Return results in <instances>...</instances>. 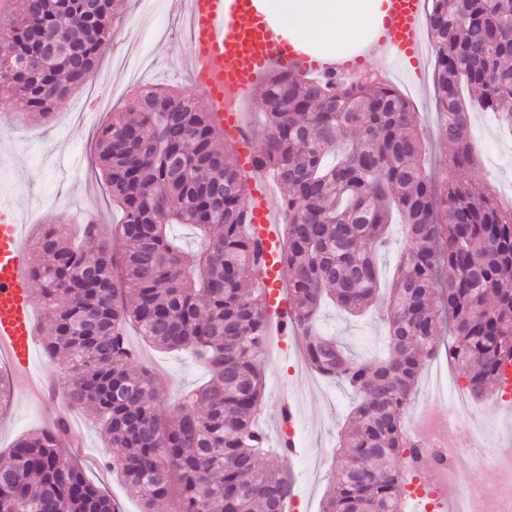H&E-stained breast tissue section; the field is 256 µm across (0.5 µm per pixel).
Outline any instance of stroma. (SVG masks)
I'll list each match as a JSON object with an SVG mask.
<instances>
[{"instance_id":"1","label":"stroma","mask_w":512,"mask_h":512,"mask_svg":"<svg viewBox=\"0 0 512 512\" xmlns=\"http://www.w3.org/2000/svg\"><path fill=\"white\" fill-rule=\"evenodd\" d=\"M113 45L103 53L96 78L86 88L73 93L47 120H31L19 111L0 112V196L12 201L26 226L25 243L33 245L43 225L60 221L80 225L92 218L112 223L117 215L109 188L95 173L97 138L101 125L128 103L125 95L114 93L108 75L121 53L133 50L143 62L144 80L172 84L180 93L194 96L185 58L187 33L183 19L168 8L146 9L145 0H124L122 17L114 28ZM368 69L390 68L395 86L408 97L418 128L427 145L426 168L436 172L448 164V153L439 138L440 115L435 101L432 69L410 71L405 64L390 62L387 54L369 57ZM480 160L472 177L487 183L499 194L512 192V138L501 133L490 115L476 113L470 128ZM319 324L336 335L352 353L372 358L386 347L383 325L377 316L351 319L325 305ZM128 340L142 364L149 366L162 382V400L174 408L189 390L205 383L207 369L184 354H167L145 346L136 333ZM264 374L263 411L259 426L270 443H278L274 415L280 398L302 395L301 414L294 427L296 454L281 459V466L294 479L293 496L298 512H321L329 489L338 445V433L357 401L349 389L310 370L299 341H290L279 350L268 341L262 355ZM64 398L50 402L14 385L10 405L0 411V452L11 447L23 434L48 428L54 407L65 408ZM432 415L452 419L443 431L446 447L457 455H467L458 439L472 427L492 432L486 449L488 462L474 469L478 487L474 502L478 512H491L490 499L500 485L498 469L503 448L512 444V435L503 429L504 409L488 401H478L467 392L448 390L445 399L432 402ZM76 423V443L71 453L85 468L88 477L101 485L120 504L123 512H139L116 473L107 468L115 453L102 437L99 426L85 413L67 410Z\"/></svg>"}]
</instances>
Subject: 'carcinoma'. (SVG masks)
I'll list each match as a JSON object with an SVG mask.
<instances>
[{"mask_svg":"<svg viewBox=\"0 0 512 512\" xmlns=\"http://www.w3.org/2000/svg\"><path fill=\"white\" fill-rule=\"evenodd\" d=\"M121 0H17L0 23V83L31 118L50 117L93 78ZM436 106L448 168L422 167L425 144L408 98L373 78L339 84L273 69L256 103L265 118L257 167L282 187L280 262L308 367L358 402L336 449L322 512H405L415 445L402 413L425 360L448 337V361L475 399L500 393L512 360V204L468 178L477 165L468 130L488 112L512 134V0H429ZM45 41L59 45L46 62ZM224 130L205 105L162 88L136 92L98 138V160L122 212L112 234L84 228L88 251L46 224L31 265L47 311L42 341L61 360L71 409L121 449L112 460L141 512H286L293 479L257 424L267 342L256 278L261 246L246 232L245 185L218 146ZM399 215L404 247L380 311L383 355L361 360L323 335L326 299L357 316L381 282L376 251ZM191 224L200 250L187 258L167 232ZM165 352L187 351L208 384L170 411L157 377L138 365L125 335ZM0 512H119L53 429L0 454Z\"/></svg>","mask_w":512,"mask_h":512,"instance_id":"obj_1","label":"carcinoma"}]
</instances>
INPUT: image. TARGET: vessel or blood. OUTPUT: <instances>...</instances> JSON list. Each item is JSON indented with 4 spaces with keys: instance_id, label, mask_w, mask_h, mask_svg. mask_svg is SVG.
<instances>
[{
    "instance_id": "obj_1",
    "label": "vessel or blood",
    "mask_w": 512,
    "mask_h": 512,
    "mask_svg": "<svg viewBox=\"0 0 512 512\" xmlns=\"http://www.w3.org/2000/svg\"><path fill=\"white\" fill-rule=\"evenodd\" d=\"M262 2L171 0L170 10L184 15L187 22L190 48L186 64L195 86L208 111L235 143L236 161L245 179L248 231L264 246L258 285L269 310L276 313L269 333L283 343L290 339L294 325L288 315L287 284L279 262L283 215L275 204L278 185L254 164L258 144L237 102L274 67L311 76L351 78L365 71L369 54L385 51L421 71L426 60L421 37L425 0H382V17L368 43L355 54L335 57L318 55L290 36ZM24 229L11 202L0 198V357L28 390L49 399L56 391L53 382L32 369L39 324ZM299 413V404L288 399L280 401L275 415L276 427L282 438L289 440L292 454L297 451L291 439ZM417 468L428 473L437 502L455 506L461 489L449 480L445 469L432 466L425 454Z\"/></svg>"
}]
</instances>
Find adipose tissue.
Returning <instances> with one entry per match:
<instances>
[{"label": "adipose tissue", "mask_w": 512, "mask_h": 512, "mask_svg": "<svg viewBox=\"0 0 512 512\" xmlns=\"http://www.w3.org/2000/svg\"><path fill=\"white\" fill-rule=\"evenodd\" d=\"M267 8L293 33L333 56L364 41L379 20L381 0H267Z\"/></svg>", "instance_id": "adipose-tissue-1"}]
</instances>
